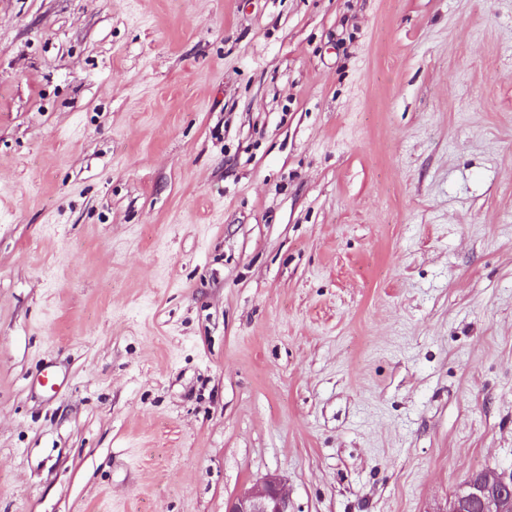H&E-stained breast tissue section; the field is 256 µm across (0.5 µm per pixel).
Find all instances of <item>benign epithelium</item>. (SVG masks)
<instances>
[{
    "label": "benign epithelium",
    "instance_id": "obj_1",
    "mask_svg": "<svg viewBox=\"0 0 512 512\" xmlns=\"http://www.w3.org/2000/svg\"><path fill=\"white\" fill-rule=\"evenodd\" d=\"M282 480L270 474L239 496L228 512H289ZM512 512V472L482 474L462 484L443 512Z\"/></svg>",
    "mask_w": 512,
    "mask_h": 512
}]
</instances>
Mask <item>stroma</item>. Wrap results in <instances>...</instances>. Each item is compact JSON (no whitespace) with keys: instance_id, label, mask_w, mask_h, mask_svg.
Segmentation results:
<instances>
[{"instance_id":"stroma-1","label":"stroma","mask_w":512,"mask_h":512,"mask_svg":"<svg viewBox=\"0 0 512 512\" xmlns=\"http://www.w3.org/2000/svg\"><path fill=\"white\" fill-rule=\"evenodd\" d=\"M510 469L512 0H0V512Z\"/></svg>"}]
</instances>
